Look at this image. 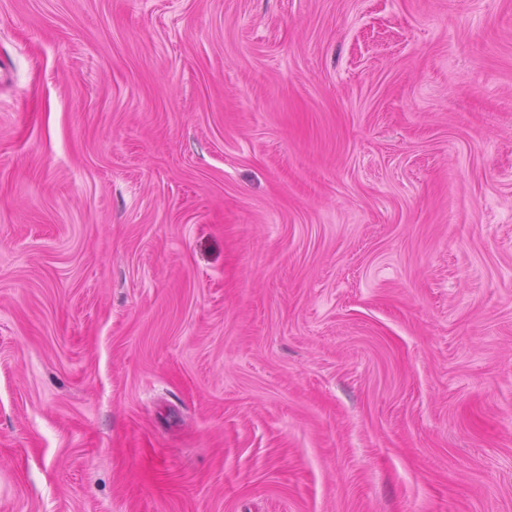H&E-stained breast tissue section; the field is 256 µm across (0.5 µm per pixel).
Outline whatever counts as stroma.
<instances>
[{"label":"stroma","instance_id":"stroma-1","mask_svg":"<svg viewBox=\"0 0 512 512\" xmlns=\"http://www.w3.org/2000/svg\"><path fill=\"white\" fill-rule=\"evenodd\" d=\"M0 512H512V0H0Z\"/></svg>","mask_w":512,"mask_h":512}]
</instances>
